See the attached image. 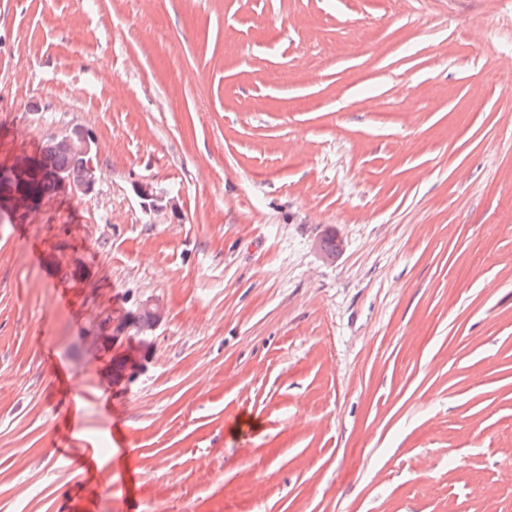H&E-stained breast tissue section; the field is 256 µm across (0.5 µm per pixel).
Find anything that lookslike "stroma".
<instances>
[{"mask_svg": "<svg viewBox=\"0 0 512 512\" xmlns=\"http://www.w3.org/2000/svg\"><path fill=\"white\" fill-rule=\"evenodd\" d=\"M510 76L512 0H0V512H512ZM58 145L64 149L76 152L82 157L83 177L74 180L71 175L63 172L57 174V182L54 177V170L66 171L78 175L81 166L80 160L71 153L59 151L52 145V139L48 140L45 147V156L48 160L47 171L34 185L38 193L46 190H54L58 185L70 189L74 193L88 194L93 191L97 178L93 163V152H97V142L91 131L83 126H74L69 132L61 136ZM142 311L148 312L151 315V321L147 313H141L138 317V321L147 322L138 325L139 332L146 336L147 333L152 331L162 320L164 316V306L159 299L151 298L142 303Z\"/></svg>", "mask_w": 512, "mask_h": 512, "instance_id": "1", "label": "stroma"}]
</instances>
